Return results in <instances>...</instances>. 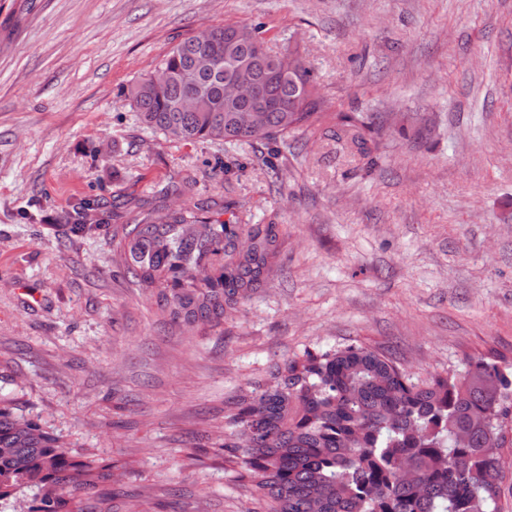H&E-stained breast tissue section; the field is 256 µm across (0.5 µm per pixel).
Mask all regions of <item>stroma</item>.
<instances>
[{"mask_svg": "<svg viewBox=\"0 0 512 512\" xmlns=\"http://www.w3.org/2000/svg\"><path fill=\"white\" fill-rule=\"evenodd\" d=\"M297 46L328 103L271 179L259 146L182 145L127 95L209 25ZM339 112L389 127L374 165ZM252 162L227 177L216 158ZM242 202L285 225L278 272L218 328L163 322L102 239L59 222ZM38 216L28 223L27 214ZM361 345L415 380L512 364V0H0V373L29 416L112 462V512H262L217 447L240 389L305 351Z\"/></svg>", "mask_w": 512, "mask_h": 512, "instance_id": "35a3bbf8", "label": "stroma"}]
</instances>
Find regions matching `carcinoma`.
Segmentation results:
<instances>
[{
    "instance_id": "obj_1",
    "label": "carcinoma",
    "mask_w": 512,
    "mask_h": 512,
    "mask_svg": "<svg viewBox=\"0 0 512 512\" xmlns=\"http://www.w3.org/2000/svg\"><path fill=\"white\" fill-rule=\"evenodd\" d=\"M205 31L166 53L162 80L151 72L133 83L138 120L185 144H260L279 175L288 137L324 118L312 70L288 69L289 48L268 47L259 26ZM242 72L256 81L257 112L224 96ZM190 90L198 106L187 111ZM336 125L374 164L384 125L362 112H341ZM139 208L136 223L110 225L105 203L84 199L63 222L112 245L115 268L171 323L220 325L278 266L280 224H229L202 206ZM89 210L101 214L94 224ZM509 418L512 370L485 357L414 381L363 346L306 351L241 390L225 417L224 461L241 465L266 512H501L488 448L512 449ZM111 481L112 463L28 418L0 387V512H112Z\"/></svg>"
}]
</instances>
